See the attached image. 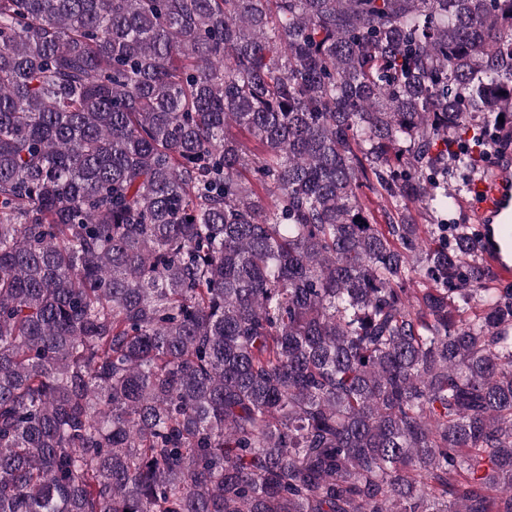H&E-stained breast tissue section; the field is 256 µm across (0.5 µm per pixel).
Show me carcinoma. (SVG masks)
Listing matches in <instances>:
<instances>
[{"label": "carcinoma", "mask_w": 512, "mask_h": 512, "mask_svg": "<svg viewBox=\"0 0 512 512\" xmlns=\"http://www.w3.org/2000/svg\"><path fill=\"white\" fill-rule=\"evenodd\" d=\"M509 124L512 0H0V512H512ZM511 152L512 142L502 148H493L481 154L476 177L490 170L501 153ZM467 175L461 170L448 168V192L455 195L456 211L448 215V224H468L471 230H482L481 256L497 280L491 281L495 288L512 286V159L505 156L478 179L472 186L475 201L473 220L471 208L464 202H471ZM480 224V225H479ZM511 281V282H510ZM510 282V283H503Z\"/></svg>", "instance_id": "cac0c4a2"}]
</instances>
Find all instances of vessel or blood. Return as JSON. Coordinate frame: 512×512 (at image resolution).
I'll use <instances>...</instances> for the list:
<instances>
[{"label": "vessel or blood", "instance_id": "vessel-or-blood-1", "mask_svg": "<svg viewBox=\"0 0 512 512\" xmlns=\"http://www.w3.org/2000/svg\"><path fill=\"white\" fill-rule=\"evenodd\" d=\"M481 256L497 280H512V158L503 157L472 186Z\"/></svg>", "mask_w": 512, "mask_h": 512}]
</instances>
